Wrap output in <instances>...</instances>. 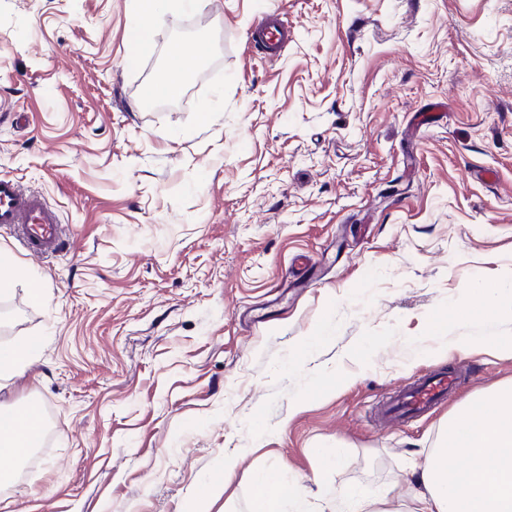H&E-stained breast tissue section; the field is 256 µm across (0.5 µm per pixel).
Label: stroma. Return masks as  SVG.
Listing matches in <instances>:
<instances>
[{"mask_svg":"<svg viewBox=\"0 0 512 512\" xmlns=\"http://www.w3.org/2000/svg\"><path fill=\"white\" fill-rule=\"evenodd\" d=\"M275 12L266 62L248 34ZM177 46L196 74L148 105ZM0 176L69 239L34 258L0 231V346L33 358L0 404L47 427L0 512H250L271 467L310 512L328 486L405 512L456 402L512 383L481 346L512 304L475 293L512 282V0H0ZM433 369L454 401L379 426ZM288 28L275 14L262 20L250 33L249 39L258 45L262 58L277 59L286 47ZM476 291L482 296L484 300V309L487 313L496 310L501 300L512 296L511 285L508 287L501 285H484L482 288H477Z\"/></svg>","mask_w":512,"mask_h":512,"instance_id":"stroma-1","label":"stroma"}]
</instances>
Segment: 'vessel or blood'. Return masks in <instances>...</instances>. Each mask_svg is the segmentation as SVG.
<instances>
[{
  "mask_svg": "<svg viewBox=\"0 0 512 512\" xmlns=\"http://www.w3.org/2000/svg\"><path fill=\"white\" fill-rule=\"evenodd\" d=\"M288 28L276 15H269L249 34L266 60L277 59L286 47ZM0 227L12 231L24 250L34 257H47L65 251L58 211L44 196L24 189L13 178L0 177ZM459 376L448 371L424 374L395 390L383 406L381 417L393 423L426 414L444 403L457 386Z\"/></svg>",
  "mask_w": 512,
  "mask_h": 512,
  "instance_id": "obj_1",
  "label": "vessel or blood"
}]
</instances>
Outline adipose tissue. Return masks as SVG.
<instances>
[{
  "label": "adipose tissue",
  "instance_id": "obj_1",
  "mask_svg": "<svg viewBox=\"0 0 512 512\" xmlns=\"http://www.w3.org/2000/svg\"><path fill=\"white\" fill-rule=\"evenodd\" d=\"M462 460L452 468L449 458ZM419 479L410 512H512V385L457 405ZM251 512H307L300 483L269 471L255 480Z\"/></svg>",
  "mask_w": 512,
  "mask_h": 512
}]
</instances>
